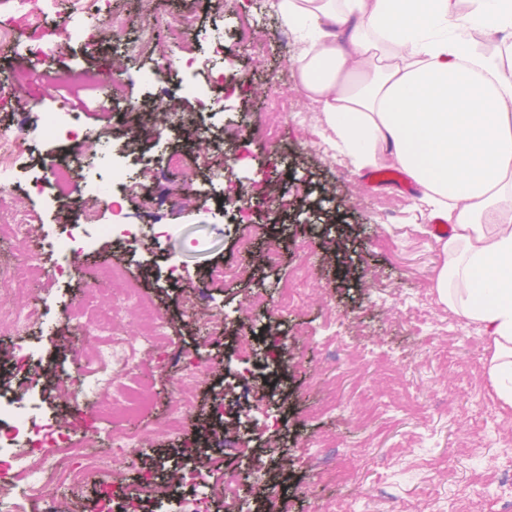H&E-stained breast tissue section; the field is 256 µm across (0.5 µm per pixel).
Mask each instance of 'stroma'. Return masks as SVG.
I'll use <instances>...</instances> for the list:
<instances>
[{
    "label": "stroma",
    "instance_id": "1",
    "mask_svg": "<svg viewBox=\"0 0 512 512\" xmlns=\"http://www.w3.org/2000/svg\"><path fill=\"white\" fill-rule=\"evenodd\" d=\"M222 2L223 66L230 79L215 87L220 105L213 110L201 112L194 101L183 102L195 115L196 129L181 147L188 158L205 156L211 165L225 167L223 189H207L203 180L167 169L164 156L172 135L146 136L131 177L149 192L127 189L121 199L127 223L153 225L160 238L120 244L100 235L91 253L75 260L45 252L50 278L40 286L43 325L33 333L23 366L15 337L0 334V394L39 397L69 368L70 347L83 336L66 314L96 289L83 271L112 261L144 287L170 323V359L153 374V402L140 417L143 427L153 428L175 401L185 356L199 353L223 362V370L203 374L201 400L207 420L229 421L244 447L224 456L225 466L242 475V512H319L335 498L350 502L354 512H399L400 505L417 502L424 486L436 488L437 497L421 512H448L449 499L472 483L478 469L486 478L471 512H500L501 440L512 438V407L487 384L490 343L477 325L451 313L432 287L444 254L419 188L374 182L373 169L358 168L336 150L321 112L300 90L302 45L272 0ZM243 17L259 34L248 45L237 36ZM36 67L35 60L0 49V130L13 123L38 127L45 112L63 99L88 139L73 147L34 141L22 161L26 171L50 155L63 163L75 156L91 160L97 171L107 173L95 135L115 129L129 104L159 105L175 94L170 84H141L139 63L129 61L121 70L128 105L102 110L97 89L49 85L35 76ZM277 94L287 97L288 111L270 108ZM272 126L278 129L273 139L266 135ZM81 189V177H74L61 190L58 209L43 205L37 191L25 196L49 238L63 232L61 210L80 199ZM223 197L244 199L247 212L220 208ZM265 225L273 226V234L241 251L243 235ZM271 248L280 254L275 267L263 259ZM307 251L313 265L302 302L288 318H272L280 287ZM171 264L179 268L174 283L166 279ZM213 264H242L250 273L208 291L203 277ZM199 289L225 316V333L190 332L178 296ZM330 313L347 346L329 340L325 317ZM246 330L256 342L245 362L250 373L243 378L234 371L242 363L234 338ZM35 372L40 382L32 381ZM364 391L389 403V412L371 422L361 419L355 398ZM331 395L345 404V412H320V403ZM327 435L335 437V448L318 460L302 457V449ZM468 435L479 438V457L459 450ZM197 437L198 420L192 417L177 446L142 449L121 483L134 484L146 466L171 464L176 448L190 447ZM454 447L459 453L451 468L405 475L391 468L393 461H412L415 449L442 456ZM255 451L282 466L277 495L262 494L261 479L246 459Z\"/></svg>",
    "mask_w": 512,
    "mask_h": 512
}]
</instances>
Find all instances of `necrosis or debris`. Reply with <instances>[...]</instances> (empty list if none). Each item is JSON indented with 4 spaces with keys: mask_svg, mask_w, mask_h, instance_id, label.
<instances>
[{
    "mask_svg": "<svg viewBox=\"0 0 512 512\" xmlns=\"http://www.w3.org/2000/svg\"><path fill=\"white\" fill-rule=\"evenodd\" d=\"M149 17L133 37H126L128 20L122 13L98 7L97 0H67L70 21L56 32L53 44L23 42L24 31L40 26L56 0H12L11 15L0 23V45L29 56L38 62V75L43 80L80 86L107 88L108 101L124 96L125 85L119 73L72 70L56 71L57 56L77 44L98 47L124 37L123 52L129 58L158 57L156 67L144 72L148 84L163 82L169 75L182 74L183 97L193 99L200 109H208L214 82L211 72L197 73L194 56L186 48L189 37L199 26L197 13L187 11L176 20L158 15L156 0H140ZM155 133L188 134L190 127L182 107L170 102L154 107L147 114L146 128L131 127L127 141L109 154L111 180H103L96 170L84 173V193L74 219L63 236L51 241V248L68 252L77 239L88 238L90 232L111 236L120 243L146 236L145 227L129 228L124 222L123 208L114 203V187L125 186L135 147L143 130ZM59 142L81 139L78 123L65 102L46 114L39 131L17 128L0 133V238H32L34 214L15 208L13 200L18 187L17 166L37 138ZM110 211V223H102L103 211ZM46 270L39 253L12 261L0 272V331L28 343L41 320L36 303L17 297L21 285L41 282ZM87 275L95 282L108 285L110 305L97 307L95 313L79 327L83 335L95 339L88 350L71 351L72 367L61 374L57 385L45 393L49 400L66 397L71 411H93L98 415L138 416L151 399L150 383L137 378L136 372L144 356L166 351L170 345L169 323L160 315L150 298L139 286L127 279L123 269L115 265L91 267ZM135 311L143 325L137 338L126 336L121 324L126 311ZM210 359L194 356L177 382L178 399L164 414L152 435L128 428L109 437L107 449H97L94 431H86L76 439L57 422L35 423L21 399H0V512H71L70 500L84 489H94L85 499V512H138L140 503L177 498V512H205L208 501L219 499L232 505L238 495L240 474L229 468L220 478H211L213 457L223 456L224 433L216 431L206 448L187 449L182 460L167 469L141 476L123 495H116L112 479L128 470L147 441L168 442L182 434L185 422L198 407V391L202 370L211 368Z\"/></svg>",
    "mask_w": 512,
    "mask_h": 512,
    "instance_id": "obj_1",
    "label": "necrosis or debris"
}]
</instances>
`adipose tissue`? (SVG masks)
Returning a JSON list of instances; mask_svg holds the SVG:
<instances>
[{"label":"adipose tissue","mask_w":512,"mask_h":512,"mask_svg":"<svg viewBox=\"0 0 512 512\" xmlns=\"http://www.w3.org/2000/svg\"><path fill=\"white\" fill-rule=\"evenodd\" d=\"M276 0L303 44L302 91L357 167L389 161L449 224L433 287L493 346L490 388L512 406V66L478 54L512 39V0Z\"/></svg>","instance_id":"1"}]
</instances>
